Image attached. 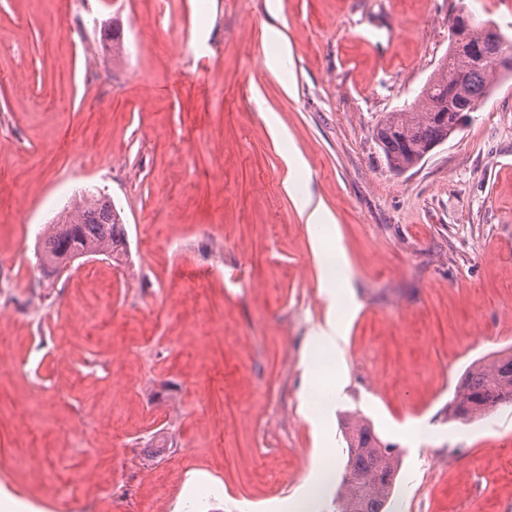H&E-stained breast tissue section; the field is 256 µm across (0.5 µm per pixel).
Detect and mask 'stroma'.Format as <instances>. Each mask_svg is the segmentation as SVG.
<instances>
[{"label":"stroma","instance_id":"obj_1","mask_svg":"<svg viewBox=\"0 0 512 512\" xmlns=\"http://www.w3.org/2000/svg\"><path fill=\"white\" fill-rule=\"evenodd\" d=\"M89 3L0 0V258L27 288L0 300V512H81L127 479L136 512H284L316 463L302 356L329 314L303 193L352 272L316 512H336L348 411L401 451L390 512H512V406L447 410L472 362L512 347V78L409 170L375 138L447 53L451 14L506 31L512 0ZM87 190L120 210L124 263L43 274L38 232ZM169 400L171 419L149 413ZM298 207L306 215V224L322 227L331 223V214L320 203L314 204L309 194L298 200ZM133 495V490L127 486L119 487L107 483L101 487H99L98 493L92 497H85L86 503L83 506V510L85 512H95L97 510V505L100 500L105 499H116V498H125L127 496Z\"/></svg>","mask_w":512,"mask_h":512}]
</instances>
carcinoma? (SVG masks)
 I'll return each instance as SVG.
<instances>
[{
    "label": "carcinoma",
    "instance_id": "cac0c4a2",
    "mask_svg": "<svg viewBox=\"0 0 512 512\" xmlns=\"http://www.w3.org/2000/svg\"><path fill=\"white\" fill-rule=\"evenodd\" d=\"M466 41L482 50L512 54V37L472 18ZM506 73L491 63L476 66L448 37V55L438 63L418 98L389 112L376 138L392 170L417 165L429 147L448 136L455 113L477 109ZM127 254L120 212L104 195H87L43 243V268L51 273L89 255L117 264ZM512 404V352L500 351L469 367L448 402V420L462 424ZM347 464L336 496V512H387L401 463L398 449L383 441L366 417L354 412L343 431Z\"/></svg>",
    "mask_w": 512,
    "mask_h": 512
}]
</instances>
